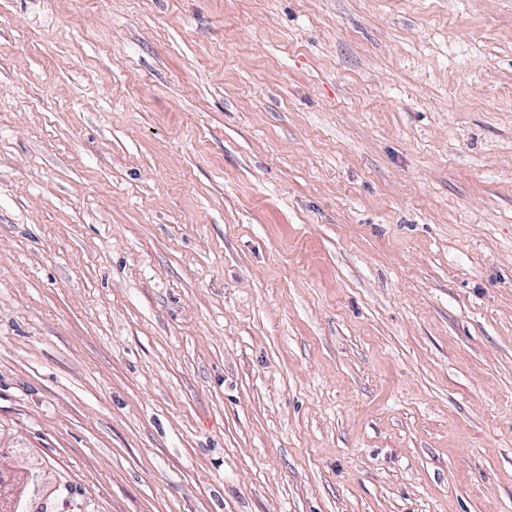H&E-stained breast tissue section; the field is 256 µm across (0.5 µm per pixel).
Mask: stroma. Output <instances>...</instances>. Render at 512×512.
Masks as SVG:
<instances>
[{
  "label": "stroma",
  "instance_id": "1",
  "mask_svg": "<svg viewBox=\"0 0 512 512\" xmlns=\"http://www.w3.org/2000/svg\"><path fill=\"white\" fill-rule=\"evenodd\" d=\"M0 446L33 512H512V0H0Z\"/></svg>",
  "mask_w": 512,
  "mask_h": 512
}]
</instances>
